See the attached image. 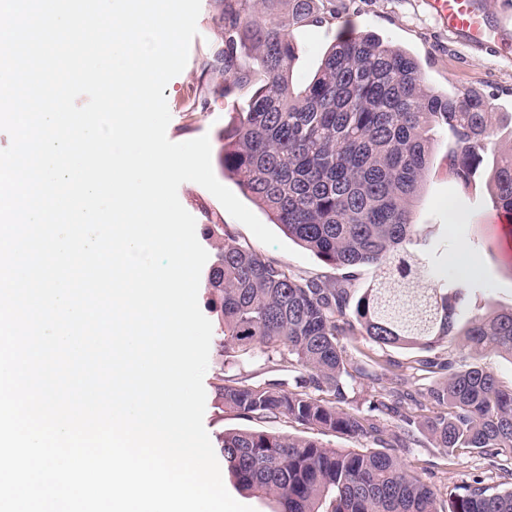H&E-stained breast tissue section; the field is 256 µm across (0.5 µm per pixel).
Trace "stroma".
Returning a JSON list of instances; mask_svg holds the SVG:
<instances>
[{
  "instance_id": "1",
  "label": "stroma",
  "mask_w": 512,
  "mask_h": 512,
  "mask_svg": "<svg viewBox=\"0 0 512 512\" xmlns=\"http://www.w3.org/2000/svg\"><path fill=\"white\" fill-rule=\"evenodd\" d=\"M477 6L488 29H506L504 39L490 40L478 49L448 32L428 12L424 0H319L317 22L296 32L299 58L291 79L297 85L307 84L315 75L324 50L345 31L372 32L413 55L429 89L448 93L473 90L491 99L497 111L512 113V0H477ZM218 16L216 0H202L198 34L190 45L188 63L164 91L171 113L168 139L179 143L206 135L215 152L224 142L225 128L233 121L234 103L244 102L252 93L248 85L225 91L222 80L215 78L210 69L212 54L223 40ZM447 154V136L436 135L432 170L412 208V220L431 230L433 241L442 251L432 265L431 285L447 283L464 266L473 272L471 301L457 316L458 324L463 325L475 316L512 307V223L495 222L484 184L486 171H479L475 188L461 189L448 177ZM178 197L197 226L222 222L230 237L292 272L336 279L343 275L342 270L325 265L313 254L301 259L261 243L199 184L183 183ZM219 375L218 356L210 354L204 376L203 419L210 438L244 428L298 432L295 424L249 421L230 412H219L215 391ZM396 454L408 472L421 476L441 496L449 487L471 482L478 475L490 486L500 482L499 471L488 459L464 450L448 460L440 449L423 440L411 448L397 449Z\"/></svg>"
}]
</instances>
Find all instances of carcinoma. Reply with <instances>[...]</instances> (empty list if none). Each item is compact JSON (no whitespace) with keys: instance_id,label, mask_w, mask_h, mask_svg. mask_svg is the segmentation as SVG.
<instances>
[{"instance_id":"carcinoma-1","label":"carcinoma","mask_w":512,"mask_h":512,"mask_svg":"<svg viewBox=\"0 0 512 512\" xmlns=\"http://www.w3.org/2000/svg\"><path fill=\"white\" fill-rule=\"evenodd\" d=\"M224 44L212 69L224 91L252 83L224 130V176L270 221L322 262L347 271L342 281L295 274L204 225L217 249L208 276L209 303L221 317L219 356L240 362L259 349L266 362L295 374L296 389L219 378V410L247 420L286 419L321 435L370 438L374 447L336 450L315 437L238 429L219 448L234 485L273 500L274 512H512V488L495 491L475 479L437 494L406 472L392 447L423 434L452 459L469 449L495 461L512 455V386L486 365L416 360L435 375L421 398L400 389L392 403L362 410L353 385L399 378L398 365L347 355L343 339L365 336L379 346L430 352L446 340L476 360H512V308L458 327L456 311L471 281L423 285L438 255L412 223V206L430 171L433 136L448 134V177L465 189L487 153L493 208L512 216V146L493 142L491 107L475 91L448 95L424 87L419 63L365 33L340 38L313 80L297 87L294 27L310 22L317 0H221ZM382 270L354 297V271ZM394 415L403 437L384 438L381 416Z\"/></svg>"}]
</instances>
